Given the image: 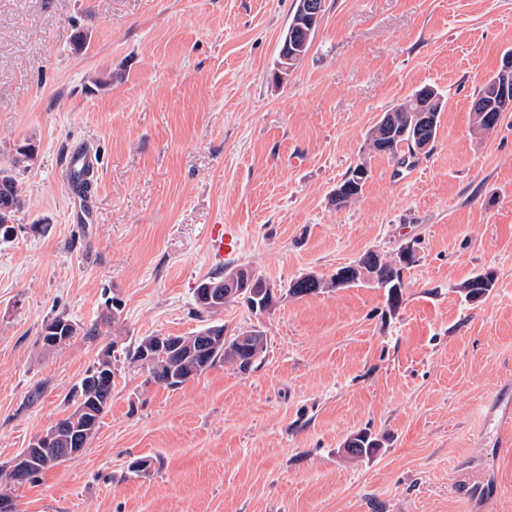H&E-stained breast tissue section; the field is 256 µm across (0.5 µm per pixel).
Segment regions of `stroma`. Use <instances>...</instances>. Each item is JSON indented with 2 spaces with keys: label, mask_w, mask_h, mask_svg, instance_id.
<instances>
[{
  "label": "stroma",
  "mask_w": 512,
  "mask_h": 512,
  "mask_svg": "<svg viewBox=\"0 0 512 512\" xmlns=\"http://www.w3.org/2000/svg\"><path fill=\"white\" fill-rule=\"evenodd\" d=\"M294 0H0V167L22 188L0 240V466L71 410L112 353V399L77 456L11 491L19 512H512V112L490 134L471 104L512 52V0H325L311 46L276 77ZM444 110L430 152L397 167L373 128L420 88ZM98 146L90 223L63 173ZM36 149L22 162L17 150ZM346 207L332 197L358 164ZM213 224L270 311L225 306V335L267 348L178 388L126 357L145 336L195 335L216 266ZM416 257L397 306L330 287L365 253ZM490 272L493 290L460 285ZM312 274L322 292L287 296ZM78 333L43 347L45 321ZM382 446L353 459L347 438ZM137 457L149 475H129ZM485 487L462 502L459 485ZM357 168L358 173H364L367 171V167L364 164H359L357 167L348 171L344 179L336 187L344 190V199L342 203L337 204L336 207L341 208L362 194L363 187L368 178V173H366L365 176L360 175L357 173ZM210 256L218 264L232 259L239 251L240 240L233 225L213 224L208 234ZM494 276L491 273L479 274L465 282L460 287V292L471 301L488 294L494 287ZM480 288H476V287Z\"/></svg>",
  "instance_id": "stroma-1"
}]
</instances>
